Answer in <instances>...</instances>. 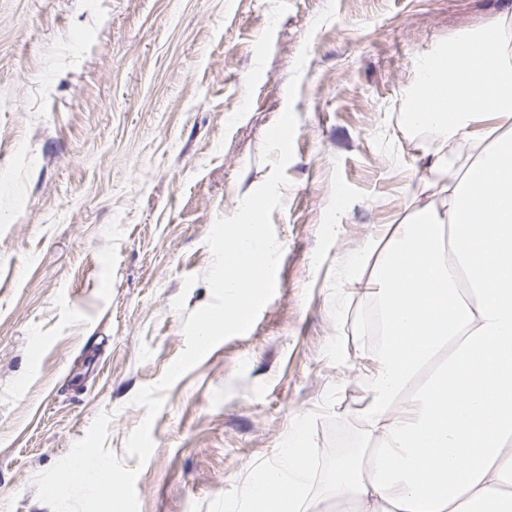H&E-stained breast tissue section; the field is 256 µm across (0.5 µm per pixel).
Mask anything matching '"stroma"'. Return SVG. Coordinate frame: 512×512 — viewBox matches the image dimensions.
Wrapping results in <instances>:
<instances>
[{"label": "stroma", "mask_w": 512, "mask_h": 512, "mask_svg": "<svg viewBox=\"0 0 512 512\" xmlns=\"http://www.w3.org/2000/svg\"><path fill=\"white\" fill-rule=\"evenodd\" d=\"M505 12L512 0H0V512H51L35 475L104 411L106 447L140 470V512H227L299 418L318 473L353 447L366 303L338 270L428 176L420 151L438 140L402 123L414 55ZM302 53L275 293L167 391L139 463L126 441L146 410L130 401L210 299L206 238L270 177L265 134Z\"/></svg>", "instance_id": "1"}]
</instances>
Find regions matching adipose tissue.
I'll use <instances>...</instances> for the list:
<instances>
[{"label":"adipose tissue","instance_id":"ef3b65f1","mask_svg":"<svg viewBox=\"0 0 512 512\" xmlns=\"http://www.w3.org/2000/svg\"><path fill=\"white\" fill-rule=\"evenodd\" d=\"M405 126L442 196L343 263L377 318L361 445L315 482L304 421L245 512H512V14L420 52Z\"/></svg>","mask_w":512,"mask_h":512}]
</instances>
